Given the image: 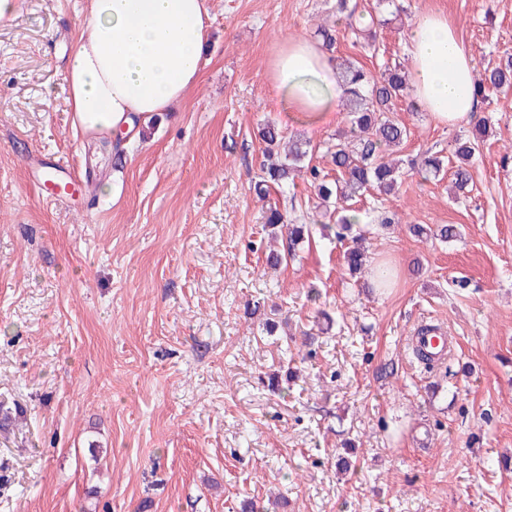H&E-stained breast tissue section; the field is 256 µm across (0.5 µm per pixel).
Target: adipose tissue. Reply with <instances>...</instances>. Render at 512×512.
Segmentation results:
<instances>
[{
	"instance_id": "ef3b65f1",
	"label": "adipose tissue",
	"mask_w": 512,
	"mask_h": 512,
	"mask_svg": "<svg viewBox=\"0 0 512 512\" xmlns=\"http://www.w3.org/2000/svg\"><path fill=\"white\" fill-rule=\"evenodd\" d=\"M208 25L207 0H88L65 77L74 125L132 129L183 102L200 81ZM408 40L418 107L439 124L470 121L472 57L456 25L428 11ZM270 78L292 112L335 111L343 94L327 54L304 38L285 42Z\"/></svg>"
}]
</instances>
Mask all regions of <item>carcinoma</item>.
Listing matches in <instances>:
<instances>
[{"label": "carcinoma", "mask_w": 512, "mask_h": 512, "mask_svg": "<svg viewBox=\"0 0 512 512\" xmlns=\"http://www.w3.org/2000/svg\"><path fill=\"white\" fill-rule=\"evenodd\" d=\"M385 24L386 21L371 13L366 17L361 15L356 31L365 39L373 40L377 28ZM336 71L344 87L348 116V129L337 135L330 153L336 177L331 179L329 174L311 165L310 144L306 141L292 140L288 142L287 150L279 151L282 132L277 126L266 124L258 130L259 139L264 144V161L254 190L260 198L272 191L284 194L295 184V179L303 180L321 206L332 210L335 223L340 225L337 236L344 238L352 225L359 223V210L354 207L356 199L370 190L388 195L397 185L400 168L389 160L386 152L407 138L406 126L392 118L391 113L396 111L398 102L406 100L409 83L397 64L384 65L378 78L362 65L344 59L336 63ZM509 89H512V58L486 67L484 77L475 83V94L481 99ZM474 129L475 134L458 141L454 150L458 165L452 175L459 190L465 189L472 180L470 162L486 136V121H480ZM443 170L444 159L438 152L426 153L418 165V174L425 181L438 177ZM265 224L272 228L288 225L290 249L309 234L307 225L288 223L287 213L276 205L267 208ZM410 231L418 237L433 236L443 241L457 235L453 224L443 225L435 231L416 224ZM344 259L349 271L355 273L366 264L367 255L360 248L352 247L345 251ZM23 414V408L18 404L10 408L0 403V429L14 425Z\"/></svg>", "instance_id": "1"}]
</instances>
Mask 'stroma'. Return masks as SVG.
<instances>
[{
    "label": "stroma",
    "instance_id": "stroma-1",
    "mask_svg": "<svg viewBox=\"0 0 512 512\" xmlns=\"http://www.w3.org/2000/svg\"><path fill=\"white\" fill-rule=\"evenodd\" d=\"M398 2L371 50L336 0H208L198 86L119 144L72 125L64 70L85 0H23L0 23V399L25 410L0 430V512H512V92L479 104L489 130L465 194L414 164L452 156L471 124L398 112L401 183L368 192L352 229L392 287L350 274L307 184L293 253L253 190L259 125L309 141L327 172L346 127L279 102L268 72L286 40L334 26V55L378 73L409 66L414 22L442 11L475 72L512 55V0ZM33 155L78 194L44 202ZM272 249L287 255L275 270ZM425 324L456 339L434 367L409 347Z\"/></svg>",
    "mask_w": 512,
    "mask_h": 512
}]
</instances>
